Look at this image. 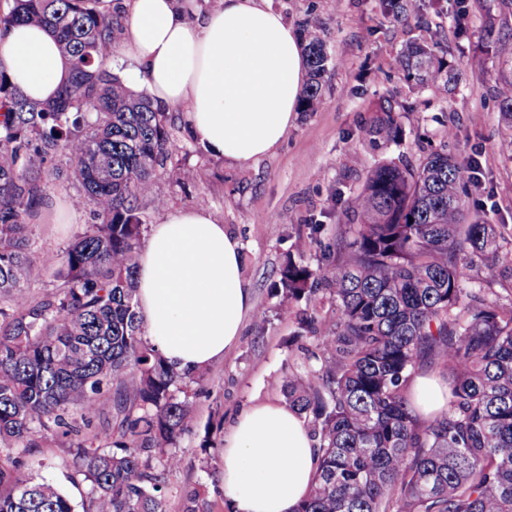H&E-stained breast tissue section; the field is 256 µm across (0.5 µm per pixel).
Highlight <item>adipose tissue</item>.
Listing matches in <instances>:
<instances>
[{"label": "adipose tissue", "mask_w": 512, "mask_h": 512, "mask_svg": "<svg viewBox=\"0 0 512 512\" xmlns=\"http://www.w3.org/2000/svg\"><path fill=\"white\" fill-rule=\"evenodd\" d=\"M125 18L118 51L157 109L179 114L212 154L247 164L286 135L306 81L299 33L262 0H217L204 14L179 0H100ZM0 69L33 101L67 81L68 58L43 25L0 28ZM240 244L206 206L169 213L140 252L137 299L145 338L170 364L195 371L223 360L254 302ZM410 401L423 418L445 408L448 388L416 377ZM319 461L296 410L275 401L239 413L224 438L229 512H297Z\"/></svg>", "instance_id": "obj_1"}]
</instances>
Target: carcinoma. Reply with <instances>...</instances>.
Masks as SVG:
<instances>
[{"instance_id": "obj_1", "label": "carcinoma", "mask_w": 512, "mask_h": 512, "mask_svg": "<svg viewBox=\"0 0 512 512\" xmlns=\"http://www.w3.org/2000/svg\"><path fill=\"white\" fill-rule=\"evenodd\" d=\"M99 0H5L0 27H49L71 57L52 100L25 97L0 71V512H165L167 473L181 466V436L195 425L194 386L144 338L136 297L143 205H164L162 171L175 184L196 171L180 150L173 116L112 71L122 29ZM408 21L441 0H375ZM308 82L299 102L316 110L332 63L324 22H301ZM502 121L512 131V40L496 42ZM398 72L412 90L455 93L460 65L427 41L406 45ZM404 107L382 98L364 133L402 136ZM64 155L72 198L92 223L62 253L37 251L33 223L50 201L45 168ZM472 178L443 149L410 168L370 169L347 213L353 236L313 266L311 242L286 256L271 290L288 303L328 294L331 315L302 323L319 339L316 365L284 383L305 414L319 467L298 512H512V299L490 289L512 279L500 254L503 225L470 215ZM59 284L25 285L35 266ZM445 372L448 405L432 419L407 389L425 364ZM51 437L71 449L81 501L43 479L26 456Z\"/></svg>"}]
</instances>
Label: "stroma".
Listing matches in <instances>:
<instances>
[{"label":"stroma","mask_w":512,"mask_h":512,"mask_svg":"<svg viewBox=\"0 0 512 512\" xmlns=\"http://www.w3.org/2000/svg\"><path fill=\"white\" fill-rule=\"evenodd\" d=\"M289 26L306 15L326 23L325 39L333 63L322 79L316 111L297 113L284 140L257 161L240 165L198 147L188 129L179 137L187 149L186 163L198 171L196 182L180 187L159 175L156 190L165 207L145 205V224L161 223L168 211L205 202L213 216L234 232L241 244L242 275L257 312L243 326L242 336L224 359L208 369V378L194 399L197 428L182 436L179 470L167 476L166 510L183 512L185 496L198 494L201 512H228L222 496L223 447L202 450L207 424L229 430L250 404L285 402L282 380L309 367L305 350H317L318 340L300 335L299 322L328 303H282L270 284L295 243L319 225L316 243L306 254L317 264L353 230L345 209L361 183L362 174L388 161L418 165L430 147L446 144L463 162L477 161L479 175L469 189V207L487 223L512 228V136L501 120L495 87L496 58L476 52L475 43L512 38V10L500 0H444L442 14L426 12L421 22L396 23L383 18L374 0H266ZM466 11L470 42H458L454 18ZM440 43L459 60L465 81L452 95L417 93L400 79L395 58L415 40ZM382 97L403 102L399 144L372 147L361 129L372 114L369 107ZM456 137L443 141L446 128ZM55 211L69 212L68 223L39 221L32 238L48 253L62 252L82 233L91 217L71 210L75 186L50 179Z\"/></svg>","instance_id":"35a3bbf8"}]
</instances>
